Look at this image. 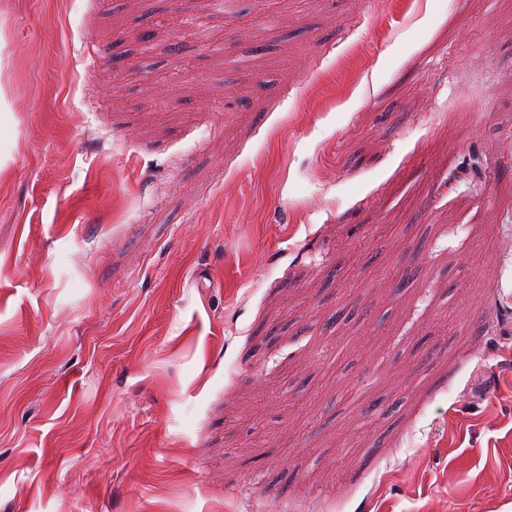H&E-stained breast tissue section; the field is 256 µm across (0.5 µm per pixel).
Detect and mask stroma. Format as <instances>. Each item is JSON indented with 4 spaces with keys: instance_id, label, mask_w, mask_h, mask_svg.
Returning a JSON list of instances; mask_svg holds the SVG:
<instances>
[{
    "instance_id": "1",
    "label": "stroma",
    "mask_w": 512,
    "mask_h": 512,
    "mask_svg": "<svg viewBox=\"0 0 512 512\" xmlns=\"http://www.w3.org/2000/svg\"><path fill=\"white\" fill-rule=\"evenodd\" d=\"M234 9L0 0V512H512V0Z\"/></svg>"
}]
</instances>
